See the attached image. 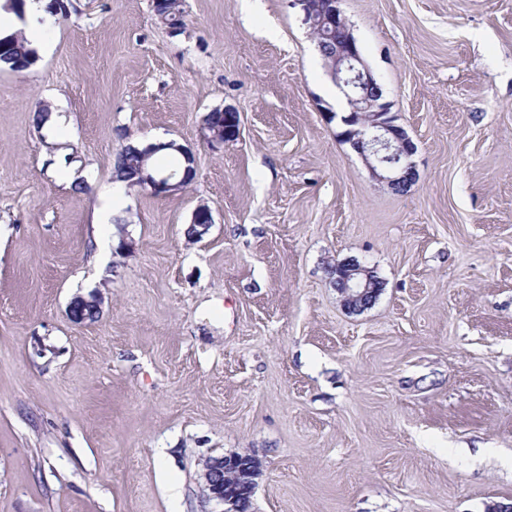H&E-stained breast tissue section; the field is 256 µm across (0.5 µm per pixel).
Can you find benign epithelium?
I'll use <instances>...</instances> for the list:
<instances>
[{
    "label": "benign epithelium",
    "mask_w": 512,
    "mask_h": 512,
    "mask_svg": "<svg viewBox=\"0 0 512 512\" xmlns=\"http://www.w3.org/2000/svg\"><path fill=\"white\" fill-rule=\"evenodd\" d=\"M302 12L316 46L335 43V48L323 53L330 75L342 92L348 114L341 117L344 129L341 139L350 144L369 165L372 174L393 190L398 191L417 178L412 157L417 147L405 129L397 124L384 91L376 76L365 62L359 44L347 31L346 18L341 8L342 0H292ZM224 124L204 122L202 135L209 144H224L237 140L240 133L238 111L232 106L222 108ZM179 154L186 165H195V158L173 140L149 144L140 152L136 186L148 188L155 195H168L183 188L186 176L176 171L159 172L150 164L158 152ZM192 223L206 233L214 224L210 208L197 207ZM336 280L342 284L343 302L350 308L361 307L372 297L375 285L368 270L355 259L337 262L331 267ZM102 298L93 295L71 303L72 319H96L101 311ZM260 475L258 462L247 455L230 453L222 457L207 458L203 462V485L206 502L212 504L211 512H251L242 510L244 498L255 493Z\"/></svg>",
    "instance_id": "obj_1"
}]
</instances>
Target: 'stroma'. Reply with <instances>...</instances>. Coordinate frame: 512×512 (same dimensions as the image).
Instances as JSON below:
<instances>
[{"label": "stroma", "mask_w": 512, "mask_h": 512, "mask_svg": "<svg viewBox=\"0 0 512 512\" xmlns=\"http://www.w3.org/2000/svg\"><path fill=\"white\" fill-rule=\"evenodd\" d=\"M253 3L183 0L173 31L151 0H67L0 70V512H204L229 453L261 464L252 512L512 502V0H343L417 147L401 195L326 119L298 7ZM229 105L238 139L207 145ZM129 138L183 145L192 182L117 183ZM346 258L383 282L359 313ZM102 298L91 295L90 299L80 297L73 301L69 307V314L72 319L84 321L87 319H96L101 311ZM90 321V320H87Z\"/></svg>", "instance_id": "35a3bbf8"}]
</instances>
